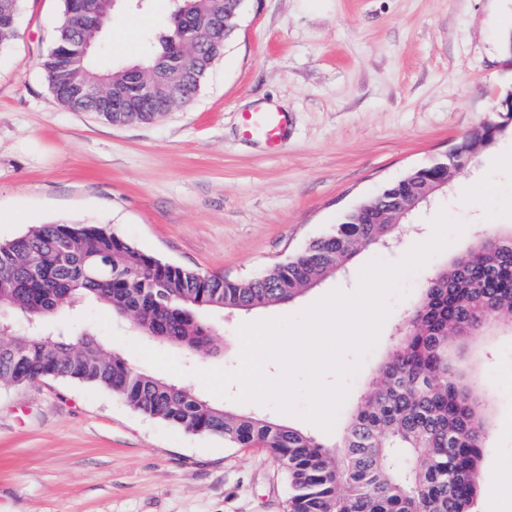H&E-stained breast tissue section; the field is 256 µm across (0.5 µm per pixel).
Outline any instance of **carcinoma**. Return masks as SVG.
<instances>
[{"label":"carcinoma","instance_id":"carcinoma-1","mask_svg":"<svg viewBox=\"0 0 512 512\" xmlns=\"http://www.w3.org/2000/svg\"><path fill=\"white\" fill-rule=\"evenodd\" d=\"M241 6L242 0H174L167 32L147 39L138 61L103 69L83 47L96 44L117 0H62V23L41 66L63 107L101 112V100L78 92L96 84L105 96L124 97L112 124L149 122L164 102L144 100L139 87L157 83L171 109L193 101L224 55V14L237 17ZM21 10L22 0H0V52L14 38ZM509 132L512 113L492 112L454 143L455 156L467 165ZM391 189L404 196L415 185L385 187L363 201L371 209L361 223L351 208L292 257L243 278L166 262L99 224H42L0 242V384L82 382L186 432L222 436L241 448L259 445L285 471L288 512H479L491 384L466 378L450 351L512 325V230L486 229L462 256L433 270L334 443L146 375L76 317L101 304L146 338L189 355L212 353L208 316L289 305L347 272L362 248L394 242L404 225L377 223Z\"/></svg>","mask_w":512,"mask_h":512}]
</instances>
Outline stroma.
I'll use <instances>...</instances> for the list:
<instances>
[{
    "label": "stroma",
    "mask_w": 512,
    "mask_h": 512,
    "mask_svg": "<svg viewBox=\"0 0 512 512\" xmlns=\"http://www.w3.org/2000/svg\"><path fill=\"white\" fill-rule=\"evenodd\" d=\"M114 19L102 64L139 59L166 25L172 0H146ZM62 20L61 0H24L0 53V241L48 223L102 224L138 249L204 274L253 276L325 234L359 200L446 151L512 93V0H245L224 55L195 99L148 123L114 125L61 106L40 61ZM286 112L279 150L246 138L241 115ZM495 194H485V186ZM463 232L409 274L378 342L339 410L346 419L414 305L431 267L460 253L485 225L512 227V135L483 151L385 250L365 249L351 271L285 307L214 317L217 355L176 358L185 370L239 365V328L299 314L332 291L350 293L361 270L396 263L433 234L440 212ZM84 318L114 350L152 373L133 349L143 338L111 314ZM472 372L512 366V327L467 357ZM224 406L277 418L330 442L337 431L273 406ZM490 445L480 512H512V386L489 396ZM288 482L261 447L185 432L130 409L95 386L50 378L0 386V512H286Z\"/></svg>",
    "instance_id": "obj_1"
}]
</instances>
